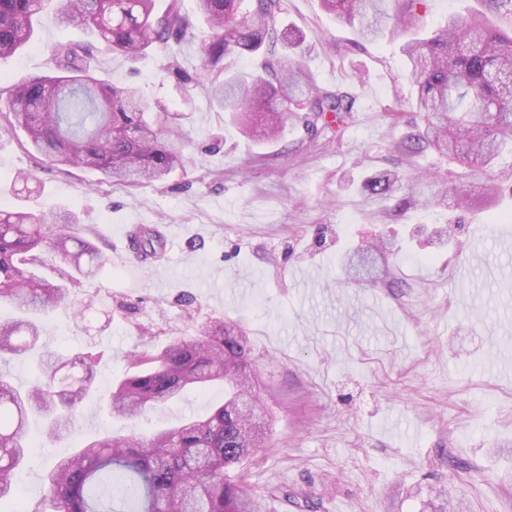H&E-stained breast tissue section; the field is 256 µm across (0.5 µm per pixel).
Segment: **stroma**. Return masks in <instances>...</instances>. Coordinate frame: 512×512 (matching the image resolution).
Masks as SVG:
<instances>
[{
	"mask_svg": "<svg viewBox=\"0 0 512 512\" xmlns=\"http://www.w3.org/2000/svg\"><path fill=\"white\" fill-rule=\"evenodd\" d=\"M180 6L195 27L184 39L135 61L103 51L95 64L98 78L135 83L182 114L190 143L165 185L36 168L24 132L0 128V206L74 211L110 259L77 279L76 295L94 301L85 320L56 308L41 319L42 343L96 354L105 392L131 371V351L156 354L214 319L241 322L268 438L233 477L259 512H424L438 495L457 512H512V194L481 191L493 180L512 183V155L464 168L433 149L408 159L391 146L414 119L403 46L450 15L485 11V0H424L411 15L394 0L373 42L319 0H285L279 22L301 33L298 58L312 84L351 91L354 118L339 133L297 124L264 144L211 102L196 0ZM80 38L45 13L35 39L0 59V88L53 73L50 46ZM171 60L180 77L159 81ZM22 170L36 180L16 183ZM386 171L414 180L421 200L429 191L420 172H439L469 186L471 200L394 211L362 189ZM136 224L171 231L159 260L135 266L120 252ZM382 237L393 246L376 254L373 277L345 269L347 253ZM223 399L220 386L191 389L132 421L90 399L57 438L33 422L24 512H44V476L77 445L117 432L147 436Z\"/></svg>",
	"mask_w": 512,
	"mask_h": 512,
	"instance_id": "35a3bbf8",
	"label": "stroma"
}]
</instances>
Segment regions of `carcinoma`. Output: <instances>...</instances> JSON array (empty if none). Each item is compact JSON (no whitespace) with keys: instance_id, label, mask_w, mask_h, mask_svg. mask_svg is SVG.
Returning a JSON list of instances; mask_svg holds the SVG:
<instances>
[{"instance_id":"carcinoma-1","label":"carcinoma","mask_w":512,"mask_h":512,"mask_svg":"<svg viewBox=\"0 0 512 512\" xmlns=\"http://www.w3.org/2000/svg\"><path fill=\"white\" fill-rule=\"evenodd\" d=\"M157 14L156 0H0V58L32 37L33 22L48 9L60 26L81 28L92 39L51 47L57 70L8 90L0 117L26 133L31 147L56 167H85L128 186L164 183L182 161L181 114L148 99L135 85H110L90 72L99 49L136 57L153 46L180 40L189 30L179 0ZM202 32L201 69L210 93L229 119L254 141L274 140L299 123L342 129L352 118L354 96L309 81L293 52L302 38L277 18L284 0H197ZM390 0H321L336 19L375 41L390 19ZM261 54L260 72L229 71L224 59ZM405 74L418 86L413 111L423 125H409L397 151L414 154L433 145L469 167H487L512 147V33L479 18L456 15L428 39L403 48ZM367 194L415 206L396 177L371 179ZM130 259H158L161 237L139 229ZM46 253L65 266L59 280L39 275ZM108 258L82 236L76 213L48 206L38 212L0 207V302L19 316L0 322V358L24 362L40 338L36 319L68 304L83 320L93 302L70 296L71 272L91 276ZM80 373L47 353L28 390L0 372V512L17 496V470L27 457L29 418H43L50 433L64 431L93 389V355L75 357ZM149 368L117 382L106 394L109 413L130 419L148 405L179 400L184 390L224 384V401L207 416L150 438L107 435L55 461L44 478L50 512H258V504L229 472L262 446L266 422L255 416L258 398L246 333L235 322L215 320L200 337L170 342L158 355H130Z\"/></svg>"}]
</instances>
